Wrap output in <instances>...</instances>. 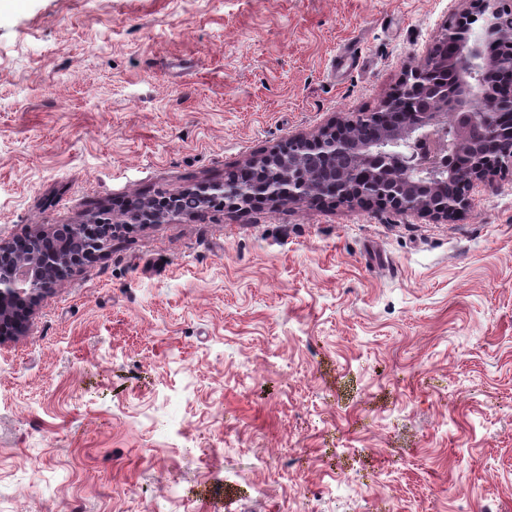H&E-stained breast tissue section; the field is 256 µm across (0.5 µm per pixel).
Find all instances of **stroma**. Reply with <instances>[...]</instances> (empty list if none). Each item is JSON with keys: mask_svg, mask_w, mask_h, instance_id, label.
I'll list each match as a JSON object with an SVG mask.
<instances>
[{"mask_svg": "<svg viewBox=\"0 0 512 512\" xmlns=\"http://www.w3.org/2000/svg\"><path fill=\"white\" fill-rule=\"evenodd\" d=\"M462 8L0 0V240L372 110ZM0 512H512V173L113 237L0 344Z\"/></svg>", "mask_w": 512, "mask_h": 512, "instance_id": "obj_1", "label": "stroma"}]
</instances>
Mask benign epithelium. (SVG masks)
I'll return each mask as SVG.
<instances>
[{"mask_svg": "<svg viewBox=\"0 0 512 512\" xmlns=\"http://www.w3.org/2000/svg\"><path fill=\"white\" fill-rule=\"evenodd\" d=\"M461 29L478 26L480 44L458 41L454 30L443 26L440 37L457 50L440 56L428 48L416 66L407 69L396 89L371 112L354 121H338L310 136L291 137L270 151L253 157L247 166L261 171L257 177L205 182L192 189L154 199L138 211L116 216L109 211L93 221L66 224L74 245L42 253L33 247L49 234L37 232L18 257L11 244L0 242V343L3 328L15 335L27 325L15 320L20 307H28L50 294L84 263L107 251L113 234L107 228L124 224L179 222L187 217L203 220L214 210L244 213L257 202L276 205L335 202L347 206L371 202L383 207L448 220L465 212L468 190L489 183L512 169V70L501 67L512 59V27L502 18L512 8L500 0H463ZM360 121L378 127L377 138L357 144L352 129ZM464 159L457 176L466 191L438 194L435 187L447 179L441 155ZM45 266L58 276L47 280Z\"/></svg>", "mask_w": 512, "mask_h": 512, "instance_id": "benign-epithelium-1", "label": "benign epithelium"}]
</instances>
